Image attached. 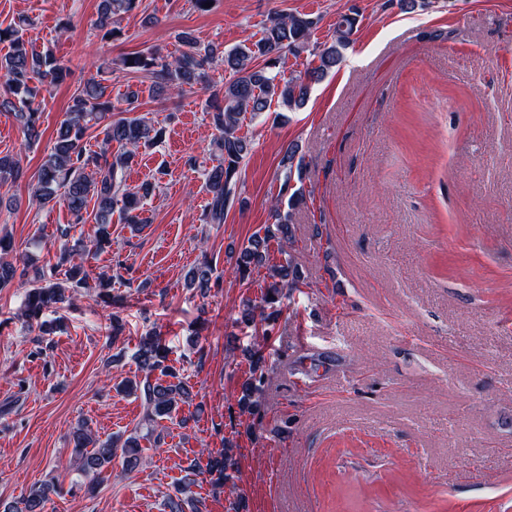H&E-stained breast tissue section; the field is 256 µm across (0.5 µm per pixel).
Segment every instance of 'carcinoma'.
Masks as SVG:
<instances>
[{
	"mask_svg": "<svg viewBox=\"0 0 512 512\" xmlns=\"http://www.w3.org/2000/svg\"><path fill=\"white\" fill-rule=\"evenodd\" d=\"M141 0H101L96 22L103 37L112 38V18L139 9ZM314 22L306 15L274 14L269 18L256 41L240 44L224 53V71L230 79L222 88L224 105H211L213 125L217 135L213 140L218 162L205 173V182L210 198L204 208L202 221L206 224L224 222V212L236 196L243 163L251 151V142L240 134L245 119H255L271 110L273 103L292 111L302 107L308 100L312 84L320 81L342 57V49L351 42L357 31V14L338 17L334 37L330 45L323 46L315 57L318 64L302 74L286 78L273 71L285 52L300 53L308 50ZM25 20L0 26V44H8L9 51L0 56V110L11 113L21 128L25 141L32 144L39 140L41 132L40 104L36 103L40 88L63 78L67 66L49 52H38L28 47L24 38ZM184 47L181 54L169 61L148 50L125 56L119 68L128 72L144 73L152 80L159 94H178L205 77V67L216 59L217 49L197 42L188 34L181 35ZM263 64H256L257 60ZM97 77L90 79L71 98V104L63 120L55 130L50 149L44 154L37 172L32 176L33 198L38 204H46L62 195V201L70 216L69 224L58 228L60 237L70 234V225L84 224L93 218L95 234L89 243L76 248H63L58 262L50 270L34 271L26 279L28 288L25 301L28 317L37 319L46 312H57L65 300L66 287L83 288L87 284L88 271L85 263L98 254L112 250V216L119 213L126 224H144L146 220L137 213L142 198L150 195L152 185L141 187L142 194L131 193L126 188L125 171L133 164L140 147H151L165 138V128L157 127L139 117L112 119L115 106L106 96V77L112 75V62L96 66ZM102 134L101 147L94 151L86 148L85 138L89 130ZM118 144L117 153H112V144ZM299 147L289 145L282 160L283 170L279 174L281 188L290 192L287 211L274 206L275 223L264 227V234H255L242 247L236 259L234 273L240 281L250 278L252 271L267 269L265 291L261 304L250 298L242 300L241 322L261 326L262 336H253L252 345L243 349L248 358L251 376L241 385L237 396V407L242 414L260 413L261 399L268 370L264 348L266 336L272 332L273 324L281 310L282 300L290 297L301 282L302 273L292 255L282 251L284 261L269 263V243L272 240L282 247L292 246L291 224L293 210L305 201L302 183L303 157ZM25 171L19 160L11 155L0 156V184L17 182L24 178ZM94 203V214H88L89 203ZM13 250L10 236L0 235V288L11 284L17 275V267L5 259ZM64 269L65 280L55 279L56 272ZM213 269L204 262L195 266L187 276V287L204 293L210 288ZM169 348L159 334L149 331L140 337L134 359L144 372L135 382L131 392L139 394L143 416L129 436L121 443L112 438L105 440L96 436L85 423L79 424L71 433L76 463L74 471L84 477H97L115 460L121 461L125 473L136 470L141 461L143 448L140 441L153 440L160 443L156 433L159 421L173 419L180 404L192 401L189 386L177 377L173 368L166 365ZM208 473L212 483L223 485L231 479L237 468L233 456V445L228 443L224 453L209 458ZM185 476L169 497L170 512H183L185 495L198 475L197 464L192 461L184 468ZM58 479L52 477L27 490L15 501L1 504L3 512H46L51 496L59 493Z\"/></svg>",
	"mask_w": 512,
	"mask_h": 512,
	"instance_id": "obj_1",
	"label": "carcinoma"
}]
</instances>
